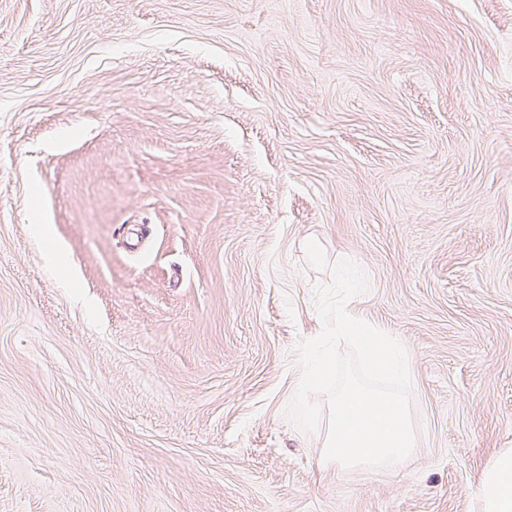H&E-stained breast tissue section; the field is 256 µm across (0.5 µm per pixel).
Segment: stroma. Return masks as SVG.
<instances>
[{"label":"stroma","mask_w":512,"mask_h":512,"mask_svg":"<svg viewBox=\"0 0 512 512\" xmlns=\"http://www.w3.org/2000/svg\"><path fill=\"white\" fill-rule=\"evenodd\" d=\"M344 258L390 467L286 415ZM500 448L512 0H0V512H473Z\"/></svg>","instance_id":"35a3bbf8"}]
</instances>
